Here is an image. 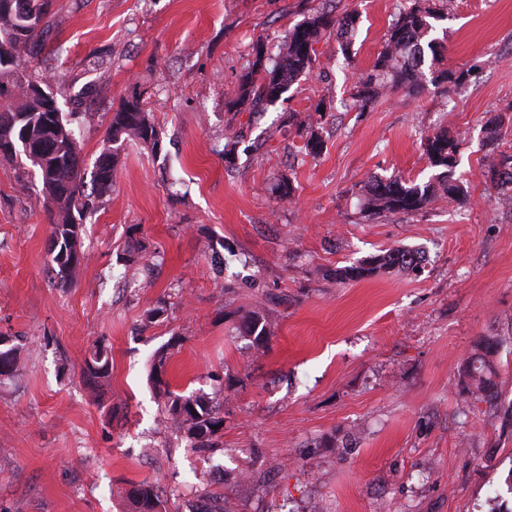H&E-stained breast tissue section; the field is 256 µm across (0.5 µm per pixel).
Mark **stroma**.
Instances as JSON below:
<instances>
[{
	"mask_svg": "<svg viewBox=\"0 0 512 512\" xmlns=\"http://www.w3.org/2000/svg\"><path fill=\"white\" fill-rule=\"evenodd\" d=\"M324 5L56 0L27 65L54 76L82 168L136 95L160 150L117 151L65 288L50 271L39 178L0 158V336L21 349L18 375L0 379V512H127V490L144 481L164 486L167 512H191L201 494L226 512H512V201L486 176L491 119L512 154V0H429L446 9L434 68H476L466 89H390L355 109L353 85L401 0H334L336 14L359 17L349 55L325 34L312 72L267 111L230 109L254 46L278 53ZM293 111L319 130L320 156L305 154ZM446 127L469 204L361 216L371 178L437 175L421 143ZM284 177L290 203L275 192ZM132 237L159 257L154 274L124 262ZM396 247L422 253L421 272L328 275ZM257 309L273 326L261 348L239 332ZM484 336L502 341L495 410L458 385ZM97 342L112 371L95 393L81 370ZM161 351L171 390L222 399L214 453L167 424L152 382Z\"/></svg>",
	"mask_w": 512,
	"mask_h": 512,
	"instance_id": "1",
	"label": "stroma"
}]
</instances>
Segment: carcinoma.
<instances>
[{
    "label": "carcinoma",
    "mask_w": 512,
    "mask_h": 512,
    "mask_svg": "<svg viewBox=\"0 0 512 512\" xmlns=\"http://www.w3.org/2000/svg\"><path fill=\"white\" fill-rule=\"evenodd\" d=\"M34 4L36 15L23 24L21 17L0 9V43L9 42L12 61H0V148L10 146L15 155L10 160L27 161L36 168L43 201L51 216V263L58 287L71 284L81 265L82 221L89 208L85 194L86 180L97 196L112 188L113 159L117 149L127 143L141 144L159 151L158 131L145 100L135 97L125 101L112 113L107 128L108 147L96 158L91 172L81 170L76 151L79 142L70 121L59 112L49 116L45 101L31 93L40 85L53 93L52 77L34 76L27 72L24 56L42 46V38L49 27L48 17L52 0H23ZM436 11L426 6L425 0H404L397 17L389 26L383 51L372 69L359 75L353 88L355 105L362 111L368 109L390 88H401L409 93H419L426 88V60L439 61L442 43L431 37V20ZM358 18L354 14L341 17L329 11H317L288 31L279 52L268 53L264 46L253 49L232 104L244 106L250 112H262L267 104L279 99L301 76L310 73L315 59L313 44L328 30L336 35L344 57L349 50ZM473 69L443 70L432 82L446 84L458 90L471 82ZM304 149L318 156L324 146L320 135L308 128ZM424 152L433 167L445 171L423 184L406 182L399 176L382 179L375 177L358 195L357 209L366 216L380 214H412L425 210L435 199L445 196L452 201L465 203L468 191L452 181L455 168L457 143L441 129L425 138ZM492 181L504 192H512V155L500 153L488 167ZM414 251L403 248L385 252L358 263L336 268L332 275L336 281L349 284L375 273L393 268L418 270ZM242 332L258 347L272 336L271 326L259 311L245 317ZM500 347L496 336H483L473 346L459 372L458 385L475 400L494 407L498 404L499 388L493 358ZM18 347L0 339V376H13L18 370ZM110 354L96 344L85 362L83 377L94 390L108 377ZM162 411L171 426L183 432L192 447L201 451L211 448V441L224 429V416L214 409L204 395H180L169 389L159 391ZM131 512H160L162 505L159 483L142 482L127 493Z\"/></svg>",
    "instance_id": "obj_1"
}]
</instances>
